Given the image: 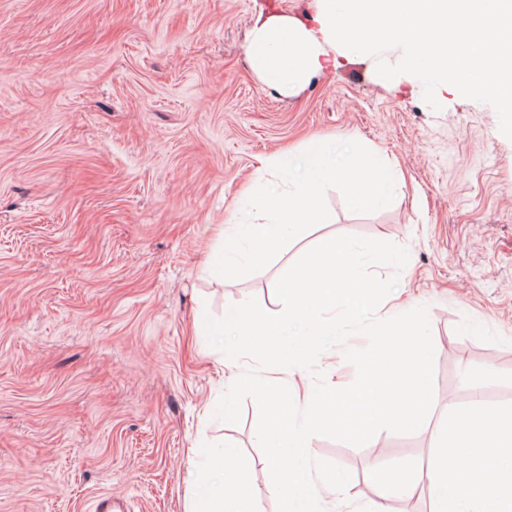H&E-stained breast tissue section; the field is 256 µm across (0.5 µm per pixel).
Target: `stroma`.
Returning a JSON list of instances; mask_svg holds the SVG:
<instances>
[{"label": "stroma", "mask_w": 512, "mask_h": 512, "mask_svg": "<svg viewBox=\"0 0 512 512\" xmlns=\"http://www.w3.org/2000/svg\"><path fill=\"white\" fill-rule=\"evenodd\" d=\"M319 0H0V512H190L234 449L255 512H277L258 408L215 419L240 375L204 317L257 298L322 239L405 246L387 301L429 309L434 403L420 430L309 451L352 474V499L318 485L325 512H354L427 470L448 410L512 407V140L494 109L452 86L377 75L341 48L288 92L251 68L252 30L273 15L316 27ZM354 140L402 172L393 202L331 217L241 279L203 264L240 223L259 158L310 136Z\"/></svg>", "instance_id": "35a3bbf8"}]
</instances>
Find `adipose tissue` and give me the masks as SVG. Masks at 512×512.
<instances>
[{"label": "adipose tissue", "instance_id": "adipose-tissue-1", "mask_svg": "<svg viewBox=\"0 0 512 512\" xmlns=\"http://www.w3.org/2000/svg\"><path fill=\"white\" fill-rule=\"evenodd\" d=\"M445 447L463 446L469 454L461 465L437 458L427 473L399 484L402 495L425 487L431 512H512V408L488 409L476 401L463 411L449 409ZM224 489L194 499L191 512H253L247 471L226 449Z\"/></svg>", "mask_w": 512, "mask_h": 512}]
</instances>
